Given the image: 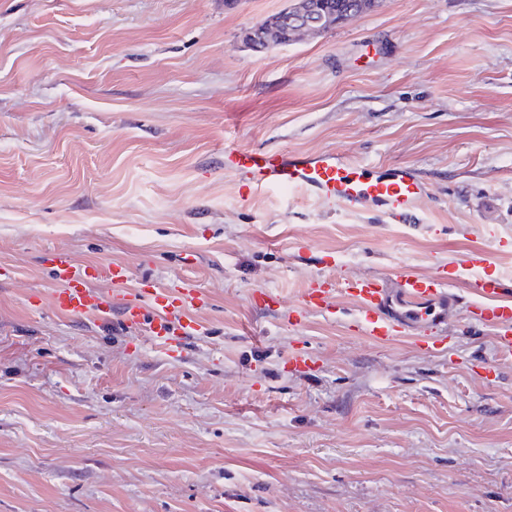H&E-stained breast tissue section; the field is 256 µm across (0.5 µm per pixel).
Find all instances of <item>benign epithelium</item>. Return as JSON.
<instances>
[{
	"mask_svg": "<svg viewBox=\"0 0 512 512\" xmlns=\"http://www.w3.org/2000/svg\"><path fill=\"white\" fill-rule=\"evenodd\" d=\"M343 20L336 18V5L329 0H289L287 6L246 34V41L256 48L269 43L288 44L304 35H319L336 28Z\"/></svg>",
	"mask_w": 512,
	"mask_h": 512,
	"instance_id": "obj_1",
	"label": "benign epithelium"
}]
</instances>
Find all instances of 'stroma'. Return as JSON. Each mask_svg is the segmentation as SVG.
<instances>
[{"label":"stroma","instance_id":"1","mask_svg":"<svg viewBox=\"0 0 512 512\" xmlns=\"http://www.w3.org/2000/svg\"><path fill=\"white\" fill-rule=\"evenodd\" d=\"M284 5L0 0V512H512V359L470 281L434 351L370 341L343 296L283 321L317 276L475 252L512 301V0H381L247 44ZM228 145L408 166L430 192L404 224L249 194ZM51 249L126 264L130 295L201 289L204 335L173 357L56 313Z\"/></svg>","mask_w":512,"mask_h":512}]
</instances>
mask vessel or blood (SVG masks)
<instances>
[{
	"instance_id": "obj_1",
	"label": "vessel or blood",
	"mask_w": 512,
	"mask_h": 512,
	"mask_svg": "<svg viewBox=\"0 0 512 512\" xmlns=\"http://www.w3.org/2000/svg\"><path fill=\"white\" fill-rule=\"evenodd\" d=\"M224 167L240 175L251 189H298L340 202L353 211L379 205L398 222L408 221L428 192L426 183L409 168L396 167L377 174L366 164L329 151L300 154L228 147ZM49 261L57 282L51 303L58 313L73 317L93 313L105 320L116 316L126 327L145 330L150 341L166 347L200 333L199 323L190 317L191 311L207 303L198 289L150 288L130 301L121 291L127 280L124 265L79 266L59 250L51 253ZM486 262L483 255L466 257L454 268H440L430 277L405 272L392 277L362 275L338 282L324 277L303 288L298 309L331 313L334 297L343 293L353 299L355 320L370 340L409 337L428 349L445 340L437 328L439 317L460 303L450 276L470 274L474 289L468 315L493 329L498 359H511L512 304L498 303V280L478 275V268ZM97 280L106 281L107 289L94 288Z\"/></svg>"
}]
</instances>
